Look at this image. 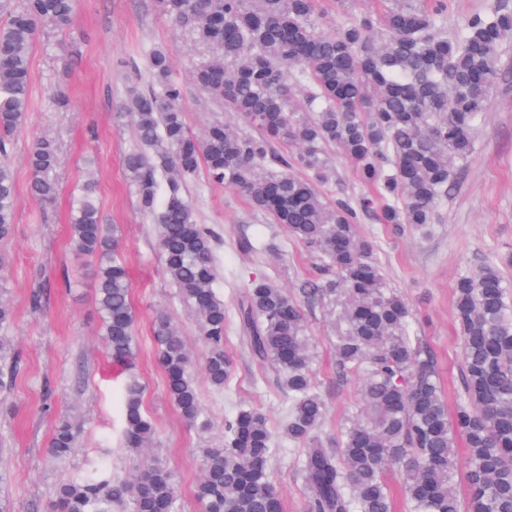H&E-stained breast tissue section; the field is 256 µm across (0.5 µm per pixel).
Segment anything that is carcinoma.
<instances>
[{"instance_id": "obj_1", "label": "carcinoma", "mask_w": 512, "mask_h": 512, "mask_svg": "<svg viewBox=\"0 0 512 512\" xmlns=\"http://www.w3.org/2000/svg\"><path fill=\"white\" fill-rule=\"evenodd\" d=\"M157 10L188 31L209 55L192 67L193 84L248 127L217 121L197 135L187 123V91L173 77L168 49H153L150 81L123 102L139 148L123 164L139 209L156 217L165 278L192 313L204 345L200 370L217 390L232 374L227 331L241 350L288 390L283 433L299 447L308 486L307 512H393L386 473L396 471L410 512H512V293L492 265L460 275L453 312L462 337L463 400L449 414L432 354L408 331L410 309L388 287L358 215L373 209L367 195L326 199L325 151L336 147L355 165L360 184L376 190L378 222L421 229L434 223L461 166L472 132L499 80V50L512 42V10L496 7L448 32L442 8L392 0L382 17L348 20L332 32L316 0H155ZM76 0H0V241L13 234L16 183L8 147L25 123L31 94V52L48 27L64 31ZM295 151L293 160L278 148ZM55 141H32L29 191L52 201L57 186ZM306 174L290 172L292 163ZM243 193L254 212L281 224L309 248L325 275L292 296L274 281H252L228 323L219 277L217 236L197 222L189 182ZM77 258L94 266L95 305L112 357L136 346L132 282L114 252L97 185L84 183L69 224ZM339 302L337 373L362 379L368 417L328 448L317 437L326 403L314 386L304 304ZM157 357L170 401L182 419L202 417L185 343L168 317L156 318ZM126 447L152 442L156 427L143 410V389H124ZM463 439L468 493L453 487L454 451ZM71 424L59 421L49 454L65 459ZM274 433L266 416L241 408L225 423L224 445L203 453L195 497L203 512H284L272 482ZM177 512L166 468L145 462L130 481L86 476L62 483L54 512Z\"/></svg>"}]
</instances>
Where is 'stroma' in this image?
Listing matches in <instances>:
<instances>
[{
	"instance_id": "35a3bbf8",
	"label": "stroma",
	"mask_w": 512,
	"mask_h": 512,
	"mask_svg": "<svg viewBox=\"0 0 512 512\" xmlns=\"http://www.w3.org/2000/svg\"><path fill=\"white\" fill-rule=\"evenodd\" d=\"M157 47L173 56V75L187 87V122L201 133L209 122L235 127L243 122L192 84L191 68L206 55L191 35L154 8V0H78L73 28L44 30L31 57L32 92L26 124L15 136L12 167L17 184L13 236L0 244L11 257L8 297L14 319L4 334L11 341V360L21 372L0 394V468L9 472L0 500L12 512H49L58 485L97 468L106 476L126 478L140 466L139 454L122 438V389L128 377L144 388L143 409L156 425L151 449L166 464L177 495L178 512H202L194 497L201 476V451L224 441V423L241 407L263 412L277 436L272 479L286 512H306L308 488L301 456L280 436L287 416L288 392L265 379L229 337L226 349L233 373L223 392H215L198 377L201 404L208 426H189L170 403L166 380L155 355L153 322L166 314L184 336L191 354L202 359L204 349L196 326L181 303L177 288L163 276L157 248L159 226L141 212L126 179L123 158L137 146L134 132L119 106L128 86L146 84L148 54ZM501 79L491 95L490 109L473 133L472 153L462 168L434 224L424 232L405 229L395 235L363 216L360 235L370 239L392 288L412 310L409 331L433 353L448 401L461 389V338L452 314L453 286L459 274L485 264L500 266L512 286V265L502 264L512 251V43L500 52ZM69 96L67 111H59L55 90ZM47 136L59 146L58 192L47 204L29 194L28 147ZM329 197L360 194L354 166L337 149L326 156ZM94 177L98 201L107 221L117 229V257L132 284L137 346L133 357L112 360L100 331L95 307V278L70 249V204L86 177ZM198 223L220 237L216 246L217 289L226 305L253 279L271 278L296 291L306 281L319 280L316 261L286 229L256 217L245 197L208 183L206 177L188 186ZM278 245L277 253L241 252V239ZM41 297L32 308V294ZM339 309L328 297L306 312L311 337L313 381L326 400V417L319 435L328 440L345 427L365 419L361 383L356 377L336 378L333 343ZM68 420L76 443L63 461L52 460L49 441L55 424Z\"/></svg>"
}]
</instances>
